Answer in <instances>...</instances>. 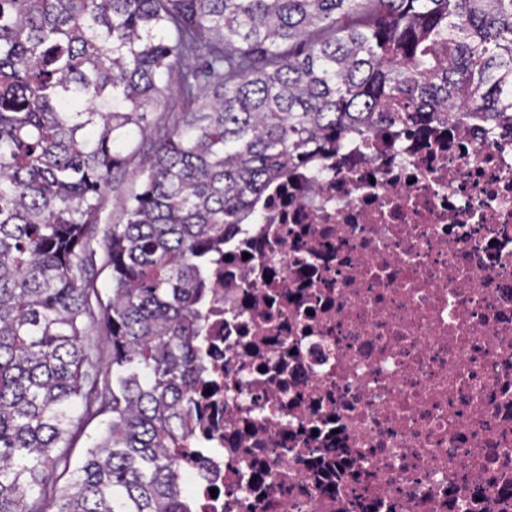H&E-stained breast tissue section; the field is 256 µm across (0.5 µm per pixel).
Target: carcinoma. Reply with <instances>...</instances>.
Wrapping results in <instances>:
<instances>
[{
  "mask_svg": "<svg viewBox=\"0 0 512 512\" xmlns=\"http://www.w3.org/2000/svg\"><path fill=\"white\" fill-rule=\"evenodd\" d=\"M461 106L512 123V0H0V512H193L224 228L348 135ZM140 189L141 183L139 181L125 179L117 191L112 192V189L107 190L106 196L108 199V204L105 212L103 213V223L112 224V222L118 221L120 211L116 198L124 197L131 191H140Z\"/></svg>",
  "mask_w": 512,
  "mask_h": 512,
  "instance_id": "carcinoma-1",
  "label": "carcinoma"
}]
</instances>
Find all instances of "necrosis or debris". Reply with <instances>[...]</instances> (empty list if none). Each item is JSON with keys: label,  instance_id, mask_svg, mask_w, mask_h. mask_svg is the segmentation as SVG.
<instances>
[{"label": "necrosis or debris", "instance_id": "obj_1", "mask_svg": "<svg viewBox=\"0 0 512 512\" xmlns=\"http://www.w3.org/2000/svg\"><path fill=\"white\" fill-rule=\"evenodd\" d=\"M202 512H512V125L387 123L224 236Z\"/></svg>", "mask_w": 512, "mask_h": 512}]
</instances>
